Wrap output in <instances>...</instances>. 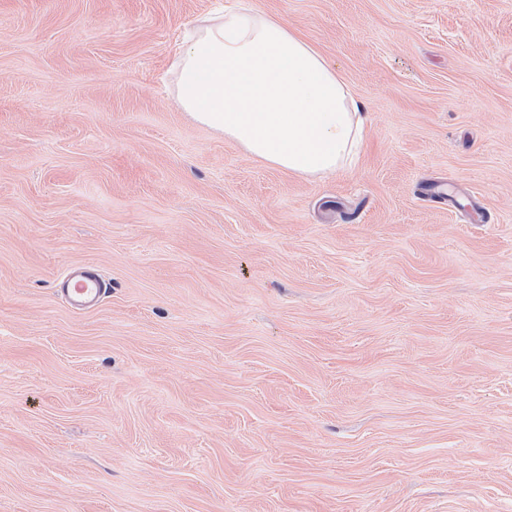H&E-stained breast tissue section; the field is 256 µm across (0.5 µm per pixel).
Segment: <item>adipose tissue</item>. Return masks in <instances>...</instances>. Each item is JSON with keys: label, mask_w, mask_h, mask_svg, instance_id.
I'll list each match as a JSON object with an SVG mask.
<instances>
[{"label": "adipose tissue", "mask_w": 512, "mask_h": 512, "mask_svg": "<svg viewBox=\"0 0 512 512\" xmlns=\"http://www.w3.org/2000/svg\"><path fill=\"white\" fill-rule=\"evenodd\" d=\"M178 64L183 110L251 157L303 178L353 168L368 115L282 19L240 9L204 20Z\"/></svg>", "instance_id": "obj_1"}]
</instances>
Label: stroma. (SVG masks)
Returning <instances> with one entry per match:
<instances>
[{
  "label": "stroma",
  "instance_id": "obj_1",
  "mask_svg": "<svg viewBox=\"0 0 512 512\" xmlns=\"http://www.w3.org/2000/svg\"><path fill=\"white\" fill-rule=\"evenodd\" d=\"M234 2L0 0V512H512V0H244L369 115L321 179L176 99ZM59 285L61 291L70 298L72 306L79 310L94 307L105 290L89 268L70 270Z\"/></svg>",
  "mask_w": 512,
  "mask_h": 512
}]
</instances>
